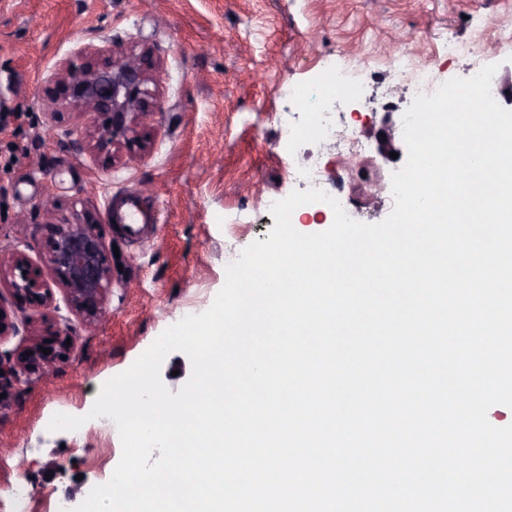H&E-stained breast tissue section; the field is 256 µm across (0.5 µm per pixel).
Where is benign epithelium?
I'll return each mask as SVG.
<instances>
[{
    "label": "benign epithelium",
    "mask_w": 512,
    "mask_h": 512,
    "mask_svg": "<svg viewBox=\"0 0 512 512\" xmlns=\"http://www.w3.org/2000/svg\"><path fill=\"white\" fill-rule=\"evenodd\" d=\"M146 61L145 54L129 57L101 50L80 67L65 65L55 81L52 101L100 118L96 132L101 147L137 142L143 118L157 106L156 94L149 89L151 76ZM376 142L377 152L384 158L392 152L401 153L390 126L381 131ZM46 227L50 231L48 260L69 302L86 316L103 312L112 278L107 247L97 225L88 219L74 221L60 215L50 218ZM2 276L8 279L14 307L53 306V288L25 252L0 254ZM65 341L63 331L54 330L24 352L0 350V389L20 381L21 375L30 369L39 367L43 373H49ZM44 348L51 353L43 354Z\"/></svg>",
    "instance_id": "1"
}]
</instances>
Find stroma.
Listing matches in <instances>:
<instances>
[{"instance_id":"obj_1","label":"stroma","mask_w":512,"mask_h":512,"mask_svg":"<svg viewBox=\"0 0 512 512\" xmlns=\"http://www.w3.org/2000/svg\"><path fill=\"white\" fill-rule=\"evenodd\" d=\"M505 16L512 0H0V252L25 248L54 291L56 321L74 334L51 374L32 373L0 399V512H10L5 489L20 477L30 512H54L60 500L76 507L110 480L122 443L109 418L89 416L101 386L167 328L207 310L227 266L267 240L275 220L266 202L291 193L289 163H319L351 218L384 220L405 160L381 157L375 136L386 124L402 136L414 100L389 53L430 57L438 85L468 78L473 56L448 57L447 40L471 44ZM132 45L149 51L158 80L159 107L143 129L149 150L100 149L89 138L76 148L70 131L91 120L71 109L50 117L52 76L77 48ZM345 54L371 58L353 73L362 96L340 111L364 155L306 141L281 158L274 112L314 122L301 91ZM141 191L154 221L133 239L107 209ZM49 208L91 212L118 248L107 314L93 324L71 310L47 262ZM58 413L84 423L50 430Z\"/></svg>"}]
</instances>
